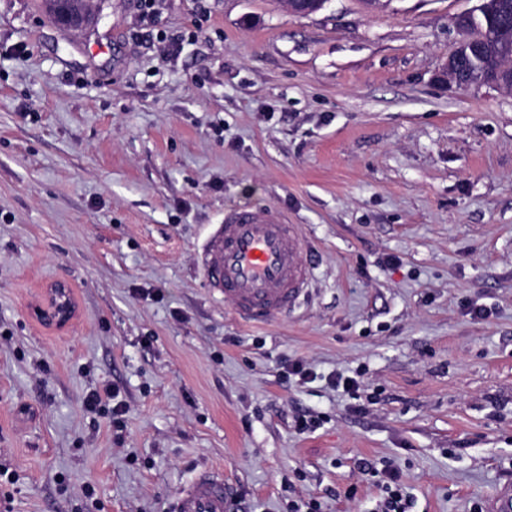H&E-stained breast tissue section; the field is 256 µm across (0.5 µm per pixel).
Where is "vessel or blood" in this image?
Masks as SVG:
<instances>
[{"label": "vessel or blood", "instance_id": "vessel-or-blood-1", "mask_svg": "<svg viewBox=\"0 0 512 512\" xmlns=\"http://www.w3.org/2000/svg\"><path fill=\"white\" fill-rule=\"evenodd\" d=\"M312 248L299 225L262 206L226 208L198 252L207 288L245 320L262 324L293 311L314 284ZM173 512H230L220 469L196 472L173 499Z\"/></svg>", "mask_w": 512, "mask_h": 512}]
</instances>
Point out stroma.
Here are the masks:
<instances>
[{
  "instance_id": "obj_1",
  "label": "stroma",
  "mask_w": 512,
  "mask_h": 512,
  "mask_svg": "<svg viewBox=\"0 0 512 512\" xmlns=\"http://www.w3.org/2000/svg\"><path fill=\"white\" fill-rule=\"evenodd\" d=\"M478 4L93 0L67 35L0 0V512H170L204 467L248 512H372L362 458L411 512H473L512 477V91L444 73ZM231 204L301 225L293 314L251 324L205 287ZM56 283L61 328L32 312ZM106 385L118 432L82 408ZM387 482L383 483V491L387 494L383 508L379 512H409L411 499L407 488L400 481L398 472L388 468L382 473Z\"/></svg>"
}]
</instances>
